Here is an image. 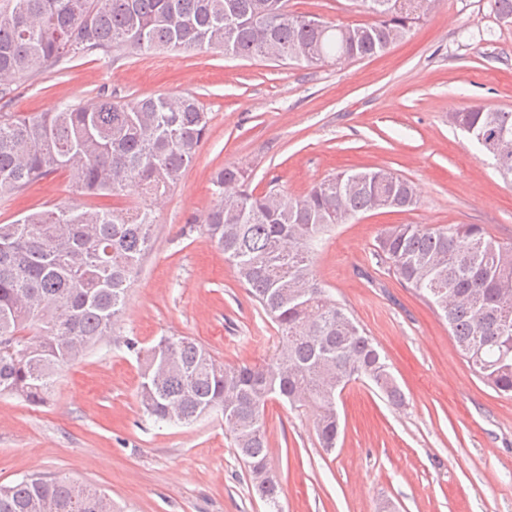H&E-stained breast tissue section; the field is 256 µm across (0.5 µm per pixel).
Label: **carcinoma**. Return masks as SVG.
<instances>
[{
    "instance_id": "obj_1",
    "label": "carcinoma",
    "mask_w": 512,
    "mask_h": 512,
    "mask_svg": "<svg viewBox=\"0 0 512 512\" xmlns=\"http://www.w3.org/2000/svg\"><path fill=\"white\" fill-rule=\"evenodd\" d=\"M368 23L337 25L288 9V0H4L0 5V98L68 57L155 48L220 50L244 60L314 65L385 53L429 12L432 0H359ZM451 124L490 144L494 168L512 180V111L474 104ZM209 127L190 95L0 118V195L20 194L64 171L83 192L119 196L136 181L145 199L126 208L80 205L29 212L0 224V392L47 401L58 369L110 335L127 283L150 249L154 203L175 187ZM217 200L204 224L239 285L281 335L269 361L229 366L188 337L161 338L141 363L138 397L156 422L191 424L219 411L248 469L252 490L277 505L265 408L272 399L316 409L326 450L340 432L337 396L367 380L402 406L405 396L374 340L314 277V244L335 224L416 204L412 185L389 169L338 172L292 197L249 190L246 170L212 179ZM376 255L448 322L457 349L487 386L512 393V243L479 224L447 229L391 224ZM0 512H112L103 492L31 475L0 487Z\"/></svg>"
}]
</instances>
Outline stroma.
I'll use <instances>...</instances> for the list:
<instances>
[{
    "instance_id": "1",
    "label": "stroma",
    "mask_w": 512,
    "mask_h": 512,
    "mask_svg": "<svg viewBox=\"0 0 512 512\" xmlns=\"http://www.w3.org/2000/svg\"><path fill=\"white\" fill-rule=\"evenodd\" d=\"M288 5L335 24L369 19L355 0ZM165 94L196 96L208 132L155 209L152 247L111 336L58 370L46 405L0 395V485L38 473L105 492L115 512H271L252 491L221 414L183 426L143 415L136 352L187 336L218 362L245 365L271 358L279 345L275 325L206 233L216 169L243 166L255 191L299 196L337 171L385 167L412 183L417 205L336 226L312 270L378 343L405 404L350 383L337 400L341 432L327 453L311 408L270 401L265 424L280 506L379 512L388 501L396 512H512V397L472 372L447 322L375 254L388 224H478L512 243V182L448 121L475 103L512 111V25L496 21L492 0H439L384 54L342 63L281 65L217 50L75 57L22 83L0 100V113ZM139 197L134 184L119 197L82 195L60 171L19 196H1L0 224L28 210L123 206Z\"/></svg>"
}]
</instances>
